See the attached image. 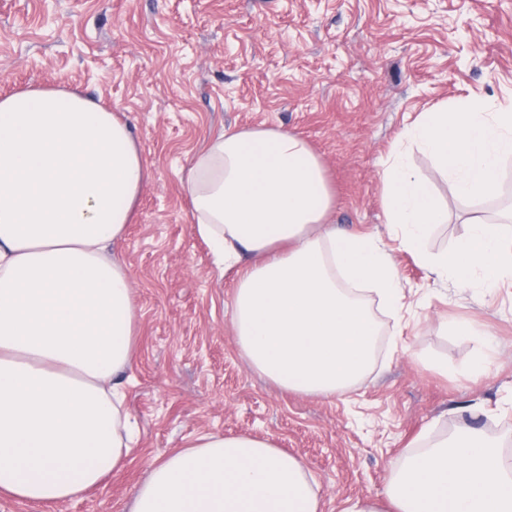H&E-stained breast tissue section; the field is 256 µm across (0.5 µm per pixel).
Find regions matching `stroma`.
<instances>
[{
    "instance_id": "stroma-1",
    "label": "stroma",
    "mask_w": 512,
    "mask_h": 512,
    "mask_svg": "<svg viewBox=\"0 0 512 512\" xmlns=\"http://www.w3.org/2000/svg\"><path fill=\"white\" fill-rule=\"evenodd\" d=\"M30 87L78 90L129 123L151 178L112 254L133 285L137 335L124 382L136 442L124 465L69 501L0 496V512H128L151 465L202 433L249 434L297 456L323 512L384 500L391 468L425 442L480 422L512 450V287L459 289L392 248L405 286L382 325L372 372L333 397L261 376L233 328L234 272L196 231L182 179L219 133L280 127L304 137L335 195L337 227L387 234L382 174L406 151L448 211L435 252L467 233L466 210L494 219L512 199L456 196L403 132L460 99H512V0H0V97ZM465 322L496 352L478 377Z\"/></svg>"
}]
</instances>
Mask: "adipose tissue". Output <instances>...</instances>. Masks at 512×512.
I'll use <instances>...</instances> for the list:
<instances>
[{"instance_id":"ef3b65f1","label":"adipose tissue","mask_w":512,"mask_h":512,"mask_svg":"<svg viewBox=\"0 0 512 512\" xmlns=\"http://www.w3.org/2000/svg\"><path fill=\"white\" fill-rule=\"evenodd\" d=\"M463 199L499 190L512 103L461 101L406 129ZM150 177L128 122L63 89L0 98V494L72 499L135 443L120 374L132 367L133 288L112 255ZM390 234L439 280L512 285V238L471 212L446 252L427 248L445 213L401 157L383 171ZM198 233L236 270L233 326L252 367L284 390L333 396L370 371L381 325L366 291L399 309L392 255L336 228L324 166L275 127L220 133L184 182ZM129 512H321L307 465L270 440L202 434L151 466ZM344 512H512V458L471 426L409 454L385 502Z\"/></svg>"}]
</instances>
